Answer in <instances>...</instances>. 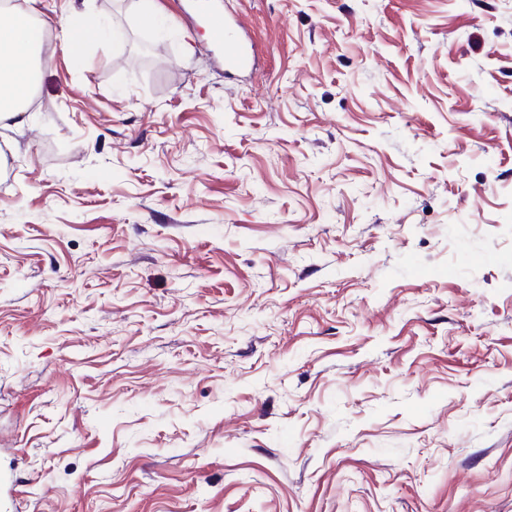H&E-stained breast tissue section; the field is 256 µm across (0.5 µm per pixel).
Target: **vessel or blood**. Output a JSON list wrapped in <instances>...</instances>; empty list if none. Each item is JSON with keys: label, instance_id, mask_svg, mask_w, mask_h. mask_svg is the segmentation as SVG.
Instances as JSON below:
<instances>
[{"label": "vessel or blood", "instance_id": "1", "mask_svg": "<svg viewBox=\"0 0 512 512\" xmlns=\"http://www.w3.org/2000/svg\"><path fill=\"white\" fill-rule=\"evenodd\" d=\"M199 7L210 32L212 44L223 52L224 70L233 74L252 68L256 47L247 27L240 19H228L224 8L213 0H200Z\"/></svg>", "mask_w": 512, "mask_h": 512}]
</instances>
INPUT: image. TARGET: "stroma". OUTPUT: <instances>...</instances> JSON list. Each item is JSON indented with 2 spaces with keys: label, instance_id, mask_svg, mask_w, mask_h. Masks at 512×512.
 Returning a JSON list of instances; mask_svg holds the SVG:
<instances>
[{
  "label": "stroma",
  "instance_id": "35a3bbf8",
  "mask_svg": "<svg viewBox=\"0 0 512 512\" xmlns=\"http://www.w3.org/2000/svg\"><path fill=\"white\" fill-rule=\"evenodd\" d=\"M192 5L21 0L8 512H512V0ZM204 21L210 32L212 44L223 52L224 72L233 74L253 68L256 61V47L245 24L233 17L232 24L221 8L209 0L199 3Z\"/></svg>",
  "mask_w": 512,
  "mask_h": 512
}]
</instances>
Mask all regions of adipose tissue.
Returning <instances> with one entry per match:
<instances>
[{
    "mask_svg": "<svg viewBox=\"0 0 512 512\" xmlns=\"http://www.w3.org/2000/svg\"><path fill=\"white\" fill-rule=\"evenodd\" d=\"M30 11L14 12L0 25V123L23 125L40 73V40Z\"/></svg>",
    "mask_w": 512,
    "mask_h": 512,
    "instance_id": "1",
    "label": "adipose tissue"
}]
</instances>
